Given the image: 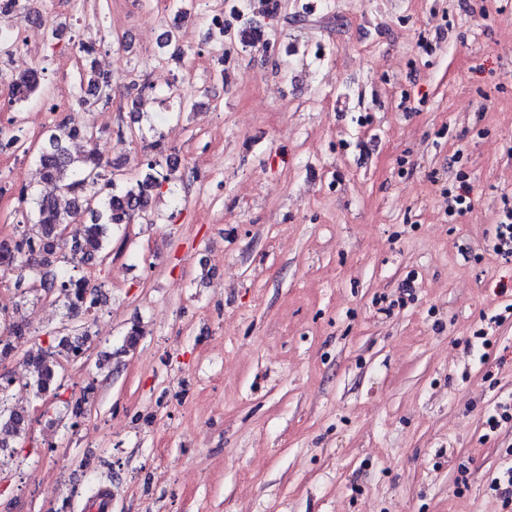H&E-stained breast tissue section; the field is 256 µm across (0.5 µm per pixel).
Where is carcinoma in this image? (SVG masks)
<instances>
[{
	"label": "carcinoma",
	"instance_id": "carcinoma-1",
	"mask_svg": "<svg viewBox=\"0 0 512 512\" xmlns=\"http://www.w3.org/2000/svg\"><path fill=\"white\" fill-rule=\"evenodd\" d=\"M24 0H0V18L18 22L40 20ZM278 10V0H238L233 7V23L227 24L231 40L243 46L264 42V30L255 17ZM43 69L35 67L11 78L13 103L21 105L40 87ZM112 79L96 70L94 64L83 65L79 90L74 95L77 105L90 99L110 100ZM84 138L95 141L91 128L70 125L66 115H58L49 127L39 148L41 182L44 190L34 194L22 188L17 196L21 220L13 225V237L0 242V272L15 274L14 288L20 298L31 294L44 295L65 309L68 332L54 337V344L28 351L25 363L39 393H48L56 384L60 359L77 357L89 333L82 318L99 304L100 290L88 280L71 273L81 263L108 260L111 256L110 229L128 224L136 216L146 215L155 191L165 183L177 182L179 167L161 144H155L158 155L146 160L144 174L119 188L115 183L114 165L91 150L72 155L70 140ZM88 215L91 223L81 217ZM29 332L23 322L9 319L8 335L0 333V359L10 356L12 336ZM14 379L0 376V448L9 447V439H20L28 430L25 409L7 403Z\"/></svg>",
	"mask_w": 512,
	"mask_h": 512
}]
</instances>
